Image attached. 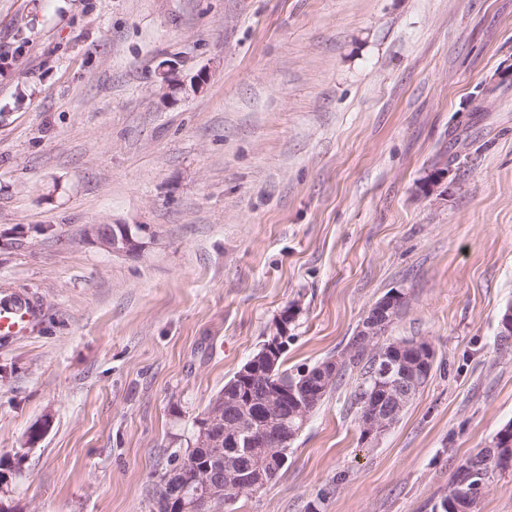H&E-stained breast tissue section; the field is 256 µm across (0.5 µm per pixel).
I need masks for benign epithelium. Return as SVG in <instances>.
I'll return each mask as SVG.
<instances>
[{
    "label": "benign epithelium",
    "instance_id": "1",
    "mask_svg": "<svg viewBox=\"0 0 512 512\" xmlns=\"http://www.w3.org/2000/svg\"><path fill=\"white\" fill-rule=\"evenodd\" d=\"M158 75L166 89L165 97L172 98L186 90L185 81L173 64L165 62L159 65ZM97 236L102 246L116 254L133 255L142 248V243L124 227L117 233L102 225L97 228ZM391 305L393 299L389 295L376 302L364 317L359 331L366 341L372 342L382 335L381 327L387 320L386 313ZM287 333L288 314L285 313L279 318L272 335L266 337L260 353L243 366L239 377L259 378L270 373ZM399 349L408 351L415 359L413 366L419 365L425 371L434 359L431 345L423 339L403 343ZM336 368L337 365L332 363L305 374L302 387L271 389L266 396V406L279 407L289 396L292 404L288 418L306 423L310 402L322 384L335 377ZM394 371V364H382L380 376L385 383L378 386L381 390L380 404L366 411L360 418V431L367 440L382 435L392 427L393 416L402 409L417 388L414 377L403 381L392 380ZM223 414L224 400L220 398L197 419L194 439L189 441V447L180 454L181 467L161 478V485L169 491L170 502L176 504L177 512H200L204 505L214 499H221L228 505L237 493L257 487L260 480L256 476L264 466L275 460L282 465L286 463V457L280 449L266 447L265 438L273 431L271 420L263 422L256 416H241L224 421ZM222 423L226 424L224 436L228 437V443L233 446L231 450L221 448V439L214 434L215 426ZM202 458L206 463H200ZM484 489L485 485L481 482L470 483L465 480L454 485L453 496L472 505Z\"/></svg>",
    "mask_w": 512,
    "mask_h": 512
}]
</instances>
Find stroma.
<instances>
[{
  "label": "stroma",
  "mask_w": 512,
  "mask_h": 512,
  "mask_svg": "<svg viewBox=\"0 0 512 512\" xmlns=\"http://www.w3.org/2000/svg\"><path fill=\"white\" fill-rule=\"evenodd\" d=\"M165 61L206 85L167 99ZM390 292L427 384L365 441L344 379L235 512H432L512 422V0H0V302L39 314L0 338L16 512H150L279 315L294 374ZM97 236L100 244L116 254L133 255L142 248V243L138 241L125 227L121 228L119 233L113 231L109 226H100L97 228ZM392 341H398V342L403 343V344H399V349H401L402 351L406 350L409 352V354H411L413 356V358L415 359V362L412 364L413 367H417L418 365H421L422 369L424 371H427L428 368L431 366V364L433 365L432 361L434 359V351H433L431 345L426 340H423V339L415 340L414 337H410V338L402 337V338H396ZM431 369H432V366H431L429 372H427V378L425 379V382H424L425 384L427 383V381L430 378L429 376L431 373Z\"/></svg>",
  "instance_id": "35a3bbf8"
}]
</instances>
